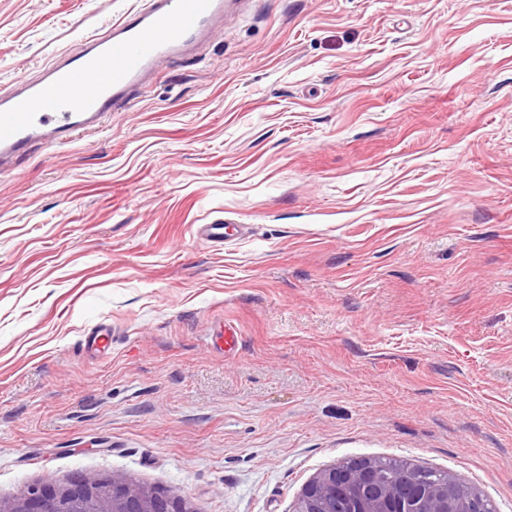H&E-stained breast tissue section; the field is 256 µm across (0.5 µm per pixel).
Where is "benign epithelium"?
Returning a JSON list of instances; mask_svg holds the SVG:
<instances>
[{"instance_id":"7a95c632","label":"benign epithelium","mask_w":512,"mask_h":512,"mask_svg":"<svg viewBox=\"0 0 512 512\" xmlns=\"http://www.w3.org/2000/svg\"><path fill=\"white\" fill-rule=\"evenodd\" d=\"M460 480L447 474L427 484L406 474L384 482L373 461H346L318 473L303 489L295 512H485V497L460 496ZM0 512H195L183 497L121 475L83 476L30 486Z\"/></svg>"}]
</instances>
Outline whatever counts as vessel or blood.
Wrapping results in <instances>:
<instances>
[{
    "mask_svg": "<svg viewBox=\"0 0 512 512\" xmlns=\"http://www.w3.org/2000/svg\"><path fill=\"white\" fill-rule=\"evenodd\" d=\"M224 18V0H148L130 20L83 39L42 78L0 97V171L36 142L96 130L127 91L161 60L197 45ZM230 224H202L198 236L223 246Z\"/></svg>",
    "mask_w": 512,
    "mask_h": 512,
    "instance_id": "b4317fda",
    "label": "vessel or blood"
}]
</instances>
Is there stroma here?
<instances>
[{
  "instance_id": "stroma-1",
  "label": "stroma",
  "mask_w": 512,
  "mask_h": 512,
  "mask_svg": "<svg viewBox=\"0 0 512 512\" xmlns=\"http://www.w3.org/2000/svg\"><path fill=\"white\" fill-rule=\"evenodd\" d=\"M143 4L0 0V95ZM128 98L0 172V499L397 458L512 512V0H226ZM241 234L242 228L237 225L230 224H200L197 229L198 236L208 245L213 247H222L224 239L228 238L232 233ZM112 336L106 329H96L84 336L82 348L90 354H101L111 348Z\"/></svg>"
}]
</instances>
